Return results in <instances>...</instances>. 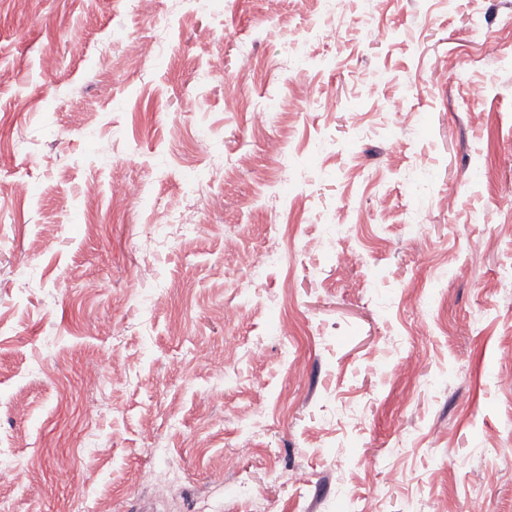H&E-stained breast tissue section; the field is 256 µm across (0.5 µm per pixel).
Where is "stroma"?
Here are the masks:
<instances>
[{
  "label": "stroma",
  "mask_w": 512,
  "mask_h": 512,
  "mask_svg": "<svg viewBox=\"0 0 512 512\" xmlns=\"http://www.w3.org/2000/svg\"><path fill=\"white\" fill-rule=\"evenodd\" d=\"M0 73L9 512H512V0H0Z\"/></svg>",
  "instance_id": "35a3bbf8"
}]
</instances>
